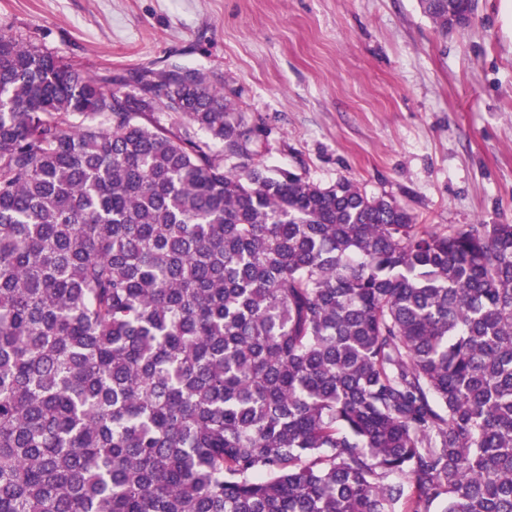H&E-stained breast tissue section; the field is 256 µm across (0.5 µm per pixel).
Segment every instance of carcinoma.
<instances>
[{
	"instance_id": "1",
	"label": "carcinoma",
	"mask_w": 512,
	"mask_h": 512,
	"mask_svg": "<svg viewBox=\"0 0 512 512\" xmlns=\"http://www.w3.org/2000/svg\"><path fill=\"white\" fill-rule=\"evenodd\" d=\"M235 111L0 33V512H512V224L273 173Z\"/></svg>"
}]
</instances>
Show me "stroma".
<instances>
[{
  "label": "stroma",
  "mask_w": 512,
  "mask_h": 512,
  "mask_svg": "<svg viewBox=\"0 0 512 512\" xmlns=\"http://www.w3.org/2000/svg\"><path fill=\"white\" fill-rule=\"evenodd\" d=\"M0 30L96 76L200 69L270 167L419 224L512 223V0L446 35L419 0H0Z\"/></svg>",
  "instance_id": "obj_1"
}]
</instances>
